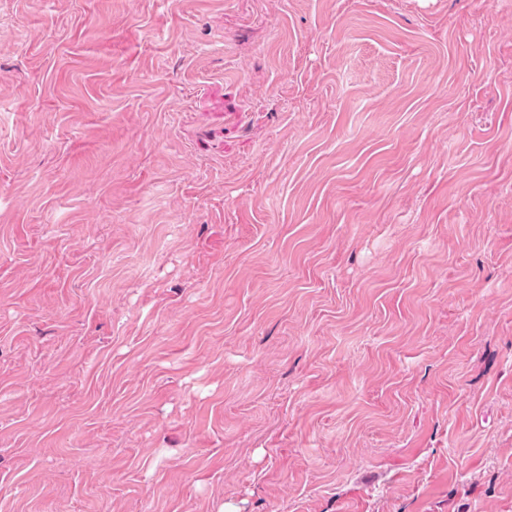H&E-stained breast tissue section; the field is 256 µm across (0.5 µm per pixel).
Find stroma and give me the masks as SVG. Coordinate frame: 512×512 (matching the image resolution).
<instances>
[{
    "label": "stroma",
    "mask_w": 512,
    "mask_h": 512,
    "mask_svg": "<svg viewBox=\"0 0 512 512\" xmlns=\"http://www.w3.org/2000/svg\"><path fill=\"white\" fill-rule=\"evenodd\" d=\"M0 512H512V0H0Z\"/></svg>",
    "instance_id": "obj_1"
}]
</instances>
